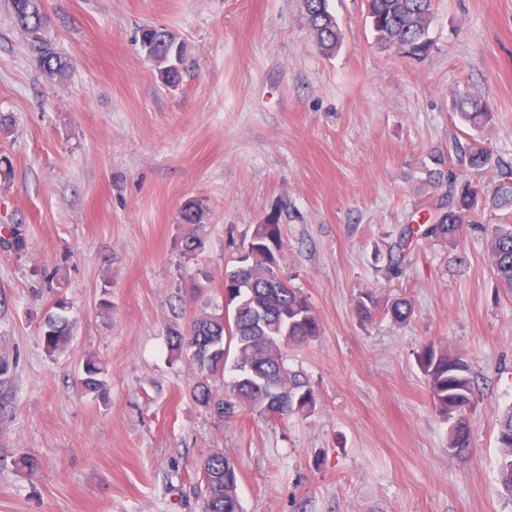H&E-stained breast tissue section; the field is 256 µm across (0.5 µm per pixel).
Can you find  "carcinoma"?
I'll list each match as a JSON object with an SVG mask.
<instances>
[{
    "label": "carcinoma",
    "mask_w": 512,
    "mask_h": 512,
    "mask_svg": "<svg viewBox=\"0 0 512 512\" xmlns=\"http://www.w3.org/2000/svg\"><path fill=\"white\" fill-rule=\"evenodd\" d=\"M308 22L327 55L341 45V31L336 17L329 11V0H304ZM15 24L24 30L43 76L54 80L63 75L66 64L47 37V17L37 0H12ZM367 14L376 41L384 48L405 49L413 56L428 53V31L433 17V0H367ZM145 55L161 64V76L171 84L179 79L178 65L183 63L184 45L162 28L146 26L140 31ZM455 110L474 129L493 121L494 115L480 100L462 97ZM456 164H448L443 155L433 156L436 168L430 175L448 186L436 209L433 222L406 225L388 251V270L402 272L411 245L418 238L456 241L465 224L478 223L480 197L484 188L469 179L460 180L455 166L481 171L493 160V152L482 141L471 139L467 145L453 144ZM498 209H512V170L501 172L489 197ZM203 211L194 201L181 210V222L200 224ZM9 236L0 244L16 252L25 248V237L18 224H5ZM252 237L262 241L236 265L225 272L230 281L241 286L232 291V311L224 320L206 314L194 320L191 331L177 329L168 336L170 351L191 352V360L200 379L191 391L193 399L219 417H229L240 409L254 411L267 419H286L308 414L316 408V395L307 380L288 369L287 348L316 337L319 321L307 297L300 289L285 286L280 273L282 240L279 225L258 224ZM491 266L496 279L512 293V225H498L488 241ZM377 305L373 291L361 293L357 312L368 319ZM397 322L411 318L413 310L406 299H397L387 307ZM44 347L49 354L64 350L71 342L68 321L63 317L45 322ZM429 394L437 412L451 423L448 450L461 453L471 446L469 413L477 400V390L470 365L458 353L446 348L427 346L418 357ZM234 372L225 383L224 393L213 391L209 379L222 375L226 367ZM100 368L92 361L83 367L81 383L85 390L103 394L106 387ZM498 473L504 490L512 494V409L498 419ZM205 490L202 512H242L236 470L222 453H213L203 462Z\"/></svg>",
    "instance_id": "obj_1"
}]
</instances>
